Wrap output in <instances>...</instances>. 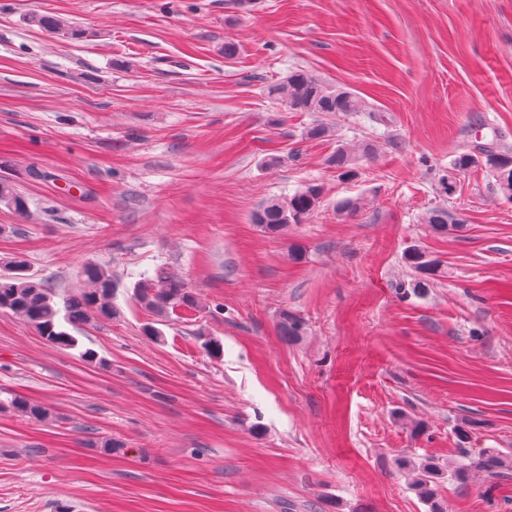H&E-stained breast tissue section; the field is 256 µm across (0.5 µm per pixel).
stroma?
Here are the masks:
<instances>
[{"instance_id":"stroma-1","label":"stroma","mask_w":512,"mask_h":512,"mask_svg":"<svg viewBox=\"0 0 512 512\" xmlns=\"http://www.w3.org/2000/svg\"><path fill=\"white\" fill-rule=\"evenodd\" d=\"M293 68L373 111L307 139L312 114L265 91ZM340 140L377 146L351 181L327 163ZM490 144L512 148V0H0V179L27 201L0 204V263L62 294L107 266L121 310L67 351L0 311V403L52 410L0 412V512H428L395 458L512 451V202L476 169L438 190ZM309 183L324 201L308 223L252 224ZM361 193L365 211L338 215ZM435 207L462 229L422 224ZM413 245L442 274L405 296ZM160 264L207 308L154 342L132 288ZM484 490L445 485L448 512H512V477ZM31 22L61 38H79L83 34L82 31L73 27L69 22L58 17L33 16ZM7 408L22 416L35 420H44L48 416L47 408L21 396L13 397L9 401Z\"/></svg>"}]
</instances>
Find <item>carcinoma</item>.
<instances>
[{
	"instance_id": "cac0c4a2",
	"label": "carcinoma",
	"mask_w": 512,
	"mask_h": 512,
	"mask_svg": "<svg viewBox=\"0 0 512 512\" xmlns=\"http://www.w3.org/2000/svg\"><path fill=\"white\" fill-rule=\"evenodd\" d=\"M31 22L61 38L82 36V31L62 18L34 16ZM266 92L268 96L284 102L286 108L294 112L336 115L372 111V107L360 97L331 86L303 69L291 71L283 82L268 85ZM305 136L309 140L322 141L333 136V129L323 122H313L306 128ZM374 152L375 145L370 142L363 143L357 151L340 144L329 156L328 164L336 169L339 176L353 179L358 173L359 160ZM476 167L495 178L500 170L512 175V152L482 146L475 152L457 154L451 163V169L457 171ZM322 199L321 185L311 183L292 194L267 199L251 215V222L261 232L277 237L292 224L306 223L321 206ZM0 204L13 208L19 214L26 210V203L13 184L2 179ZM368 205L366 197L359 195L343 201L337 211L341 215L350 216ZM422 223L429 225L433 232L441 236L458 228V225L448 223V209L443 207L426 211ZM404 260L415 273L413 279L398 285L404 295L425 292L441 273L440 262L428 258L419 248H408ZM82 274L84 288L76 293L59 296L47 283L26 275V261L16 259L9 263L7 271L0 273V310L19 317L54 346L62 350L75 349L78 339L68 332L67 327L76 328L91 321H110L119 315L115 304L119 284L112 278V272L98 264H86ZM133 298L141 308L160 321L178 310L200 312L206 309L200 296L164 266L157 267L152 276L134 285ZM279 328L282 336L294 341L304 335L305 322L300 316L284 311L280 316ZM7 408L35 420H44L48 416L47 408L21 396L13 397ZM417 470L412 487L428 506L429 512H448L447 501L442 495L444 482L465 487L472 472L479 471L490 482L496 483L512 474V452L485 448L478 456H466L448 470L432 462L422 464Z\"/></svg>"
}]
</instances>
